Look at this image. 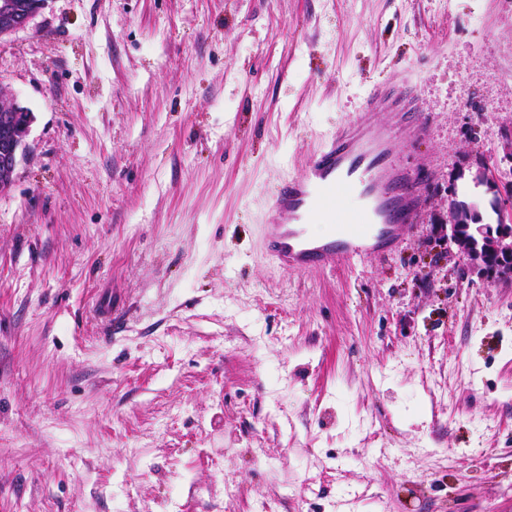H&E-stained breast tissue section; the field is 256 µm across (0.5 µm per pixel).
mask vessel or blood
I'll use <instances>...</instances> for the list:
<instances>
[{
  "mask_svg": "<svg viewBox=\"0 0 512 512\" xmlns=\"http://www.w3.org/2000/svg\"><path fill=\"white\" fill-rule=\"evenodd\" d=\"M416 100L404 86L374 83L361 112L310 157L304 173L274 189L277 220L264 225L263 246L280 267L310 271L333 260L383 256L411 232L428 176L400 161L394 145L427 134ZM352 193L361 208L339 209L337 198ZM310 224L333 230L313 237L306 230Z\"/></svg>",
  "mask_w": 512,
  "mask_h": 512,
  "instance_id": "1",
  "label": "vessel or blood"
}]
</instances>
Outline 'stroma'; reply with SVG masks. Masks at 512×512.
Masks as SVG:
<instances>
[{"instance_id":"1","label":"stroma","mask_w":512,"mask_h":512,"mask_svg":"<svg viewBox=\"0 0 512 512\" xmlns=\"http://www.w3.org/2000/svg\"><path fill=\"white\" fill-rule=\"evenodd\" d=\"M377 81L418 89V224L279 268L272 191ZM0 96L34 117L0 194V512H512V279L447 228L512 211V0H49Z\"/></svg>"}]
</instances>
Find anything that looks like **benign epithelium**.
<instances>
[{
	"label": "benign epithelium",
	"mask_w": 512,
	"mask_h": 512,
	"mask_svg": "<svg viewBox=\"0 0 512 512\" xmlns=\"http://www.w3.org/2000/svg\"><path fill=\"white\" fill-rule=\"evenodd\" d=\"M47 0H0V38L29 25ZM33 115L15 104L0 105V192L9 189L13 173L25 148ZM448 236L457 251L466 256L471 267L479 272L502 257L512 256V227L473 224L460 235L457 226L448 225Z\"/></svg>",
	"instance_id": "7a95c632"
}]
</instances>
